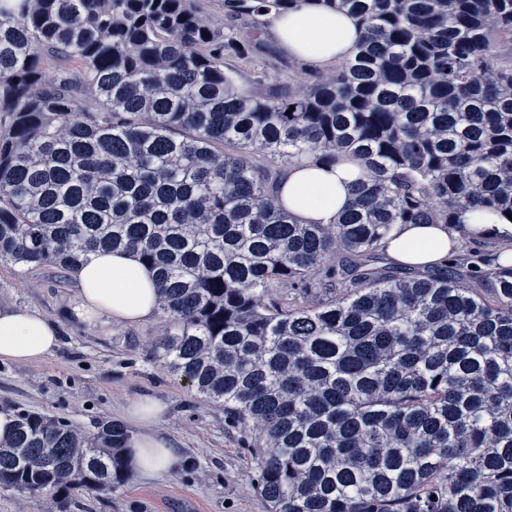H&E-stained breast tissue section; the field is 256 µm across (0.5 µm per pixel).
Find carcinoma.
Wrapping results in <instances>:
<instances>
[{"instance_id": "cac0c4a2", "label": "carcinoma", "mask_w": 512, "mask_h": 512, "mask_svg": "<svg viewBox=\"0 0 512 512\" xmlns=\"http://www.w3.org/2000/svg\"><path fill=\"white\" fill-rule=\"evenodd\" d=\"M302 2L234 0L245 37L210 0H0V261L138 252L164 363L254 434L270 512H512V268L377 266L400 224H512V0H325L355 55L244 86ZM345 158L334 222L282 205L289 167ZM125 436L19 409L0 490L110 491Z\"/></svg>"}]
</instances>
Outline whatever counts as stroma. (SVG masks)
Returning a JSON list of instances; mask_svg holds the SVG:
<instances>
[{
	"label": "stroma",
	"mask_w": 512,
	"mask_h": 512,
	"mask_svg": "<svg viewBox=\"0 0 512 512\" xmlns=\"http://www.w3.org/2000/svg\"><path fill=\"white\" fill-rule=\"evenodd\" d=\"M269 82L308 78L296 61L261 42L251 65ZM74 291L48 267L23 269L0 262V304L36 311L56 321L60 342L35 363L0 362V403L48 416H64L81 429L121 421L124 406L148 396L164 408L158 425L183 461L161 479L130 477L104 493H76L61 500L0 491V512H269L255 489L250 436L233 427L222 406L199 396L159 357L170 330L164 315L138 326H78L66 316Z\"/></svg>",
	"instance_id": "1"
}]
</instances>
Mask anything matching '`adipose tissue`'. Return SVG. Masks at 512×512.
<instances>
[{
    "mask_svg": "<svg viewBox=\"0 0 512 512\" xmlns=\"http://www.w3.org/2000/svg\"><path fill=\"white\" fill-rule=\"evenodd\" d=\"M288 57L304 67L321 70L351 57L364 31L349 14L327 8L323 0H303L298 9L271 13L263 31ZM360 174L356 162L332 166H294L285 174L278 195L303 222L329 224L352 198ZM462 227L443 224H406L397 227L385 247L389 264L419 268L443 265L466 244H494L496 263L512 266V224L494 216L467 212ZM75 304L69 316L85 326L117 323L124 326L150 321L158 312V289L152 272L131 251L100 250L68 273ZM57 322L35 312L0 305V362H33L58 346ZM163 407L142 396L129 402L122 417L130 428L126 460L139 479L172 472L180 454L157 430Z\"/></svg>",
    "mask_w": 512,
    "mask_h": 512,
    "instance_id": "ef3b65f1",
    "label": "adipose tissue"
}]
</instances>
